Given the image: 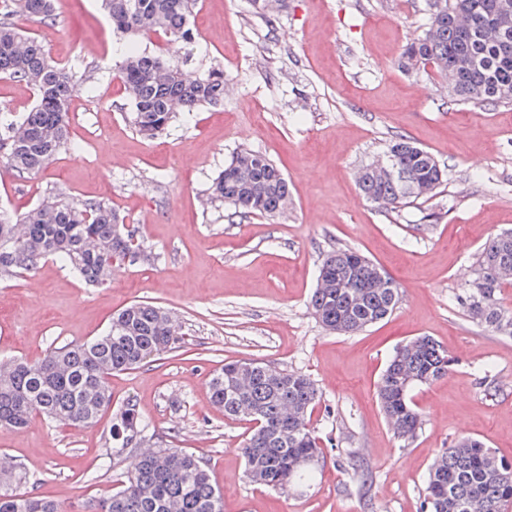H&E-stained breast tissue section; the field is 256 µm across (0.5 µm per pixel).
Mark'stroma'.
<instances>
[{"instance_id": "obj_1", "label": "stroma", "mask_w": 512, "mask_h": 512, "mask_svg": "<svg viewBox=\"0 0 512 512\" xmlns=\"http://www.w3.org/2000/svg\"><path fill=\"white\" fill-rule=\"evenodd\" d=\"M428 20V0H285L271 14L252 0H198L188 68H222L227 93L147 139L132 125L116 78L122 48L99 0H57L48 22L16 17L80 86L68 107L72 149L24 178L0 150V210L18 215L52 193L103 201L135 225L150 258L119 265L102 286L55 258L1 277L0 361H36L101 335L135 302L168 308L177 336L170 351L112 375V406L95 423L35 415L22 430L0 429V458L23 474L14 492L86 512L119 489L128 461L107 440L129 399L151 444L207 462L224 512H422L432 462L462 436L512 462V336L477 324L464 305L483 245L512 229V105L450 102L444 75L399 67ZM399 137L447 176L391 209L366 200L354 173ZM242 150L284 172L288 211L240 218L212 198L214 178ZM337 248L358 250L402 290L391 317L353 335L326 331L310 309L320 263ZM417 336L455 363L414 391L422 426L404 442L376 384L395 348ZM232 360L314 380L310 425L327 460L304 495L248 479L250 424L209 399L212 374Z\"/></svg>"}]
</instances>
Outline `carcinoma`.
<instances>
[{"label":"carcinoma","instance_id":"carcinoma-1","mask_svg":"<svg viewBox=\"0 0 512 512\" xmlns=\"http://www.w3.org/2000/svg\"><path fill=\"white\" fill-rule=\"evenodd\" d=\"M198 0H102L112 32L127 39L163 35L187 47L195 42L192 18ZM430 22L402 54V67L428 65L447 74L449 97L461 104H512V0H430ZM20 12L52 19L54 0H0V73L36 91V102L7 124L3 143L7 165L18 176L37 173L71 147L67 107L77 88L73 75L46 53L42 41L22 34L12 23ZM188 60L174 61L165 52L127 49L120 79L133 105L137 131L156 138L168 127L174 109L193 111L215 106L224 98V70L196 76ZM388 156L397 176L383 179L370 167L358 176L364 197L395 207L427 196L446 176L433 155L413 141L399 138ZM212 195L243 214L274 217L283 212L288 182L266 156L240 151L211 186ZM140 254L135 231L112 207L99 201L60 196L44 199L13 219L0 213V275L33 269L39 261L60 258L89 284L112 279L119 261ZM142 255V254H140ZM147 259V255H142ZM319 277L340 281L339 288L314 289L310 306L319 322L338 334H356L384 320L397 308L401 288L355 250L326 254ZM512 279V231L491 237L481 249L472 288L465 298L470 317L491 332L512 336V310L497 296ZM175 330L162 308L135 303L112 317L100 336L51 349L34 362L14 360L8 378L0 380V429H21L39 414L63 425L91 424L111 405L109 378L133 370L167 351ZM237 362L216 371L209 390L213 404L228 418L246 419L251 410L261 425L242 447L249 480L288 491L312 486L315 462L324 448L310 426L308 412L319 401L306 374L281 370L277 376L258 363L240 379L231 378ZM454 358L434 339L419 336L398 347L377 383V396L394 435L405 442L421 426L411 393L445 375ZM144 433L135 401L116 414L111 439L129 454L127 482L92 504L90 512H224L207 463L181 448L139 452L133 438ZM512 466L472 437L463 436L442 449L426 481L422 512H509ZM0 512H60L51 500L0 490Z\"/></svg>","mask_w":512,"mask_h":512}]
</instances>
